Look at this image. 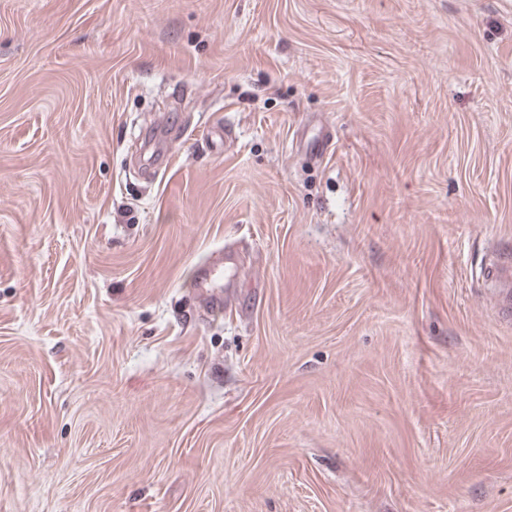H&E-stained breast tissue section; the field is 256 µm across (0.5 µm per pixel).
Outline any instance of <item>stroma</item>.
<instances>
[{
	"instance_id": "stroma-1",
	"label": "stroma",
	"mask_w": 512,
	"mask_h": 512,
	"mask_svg": "<svg viewBox=\"0 0 512 512\" xmlns=\"http://www.w3.org/2000/svg\"><path fill=\"white\" fill-rule=\"evenodd\" d=\"M506 259L512 0H0V512H512ZM221 265H206L199 269L196 277V288H200L203 295L202 301L206 308L218 309L222 308L224 302L227 303L228 289H225V297L223 290L216 288H234L239 278V266L237 264L235 254L227 252L220 258Z\"/></svg>"
}]
</instances>
